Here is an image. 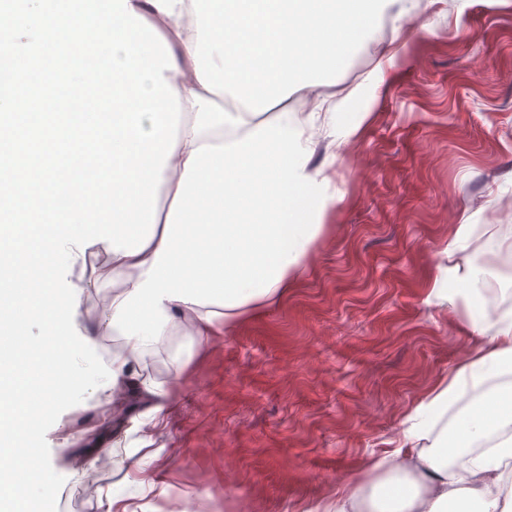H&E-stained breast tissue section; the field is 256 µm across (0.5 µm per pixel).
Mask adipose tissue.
<instances>
[{
	"instance_id": "obj_1",
	"label": "adipose tissue",
	"mask_w": 512,
	"mask_h": 512,
	"mask_svg": "<svg viewBox=\"0 0 512 512\" xmlns=\"http://www.w3.org/2000/svg\"><path fill=\"white\" fill-rule=\"evenodd\" d=\"M129 0L163 35L175 59L165 71L182 108L179 139L163 180L175 184L165 211L128 213L139 230L122 241L110 225L86 229L83 220L46 244L55 255L49 281L59 301L50 315L64 318L78 349L74 364L86 388L105 405L141 406L158 421L170 393L146 375L157 340L182 332L199 350L239 322L279 303L302 276V260L323 231L328 199L325 169H309L294 125L267 118L287 109L296 90L318 86L324 56L291 61L253 78L228 68L227 46L215 37L225 0ZM271 197L275 224H228L224 200L245 182ZM309 201L312 224H288L294 206ZM474 233L455 225L438 266L437 303L462 304L475 338L465 360L437 382L402 422L404 443L369 463L383 472L368 494L346 487L307 512H512V305L498 317L475 315L488 270L459 261ZM101 260L102 278L123 290L110 303L83 309L93 280L88 257ZM455 290L444 289L445 281ZM123 340L124 353L103 356V338Z\"/></svg>"
}]
</instances>
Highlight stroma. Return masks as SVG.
<instances>
[{
  "mask_svg": "<svg viewBox=\"0 0 512 512\" xmlns=\"http://www.w3.org/2000/svg\"><path fill=\"white\" fill-rule=\"evenodd\" d=\"M340 21L247 18L270 49L336 60L320 93L340 145L303 275L207 351L182 337V360L159 353L147 372L177 406L150 444L129 421L112 428L125 452L65 444L105 414L91 395L65 410L46 434L58 512H100L109 492L132 512H304L374 480L368 461L398 447L405 416L466 357L463 308L429 296L455 224L478 225L474 262L512 225V0H434L397 38L386 21L343 44ZM157 478L166 494L138 489Z\"/></svg>",
  "mask_w": 512,
  "mask_h": 512,
  "instance_id": "1",
  "label": "stroma"
}]
</instances>
